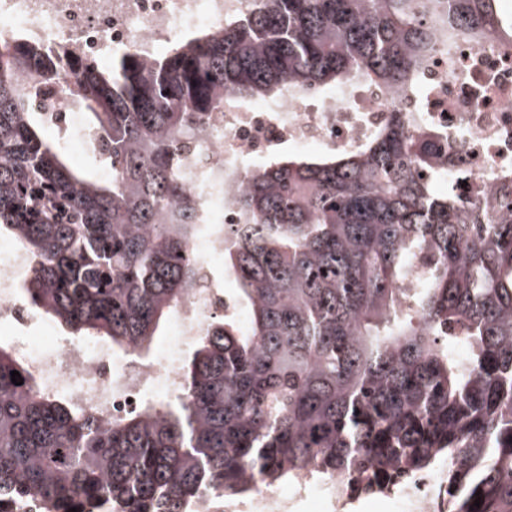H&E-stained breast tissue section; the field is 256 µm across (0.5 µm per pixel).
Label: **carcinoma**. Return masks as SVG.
<instances>
[{
    "label": "carcinoma",
    "instance_id": "obj_1",
    "mask_svg": "<svg viewBox=\"0 0 512 512\" xmlns=\"http://www.w3.org/2000/svg\"><path fill=\"white\" fill-rule=\"evenodd\" d=\"M499 2L246 0L215 32L109 67L0 36V237L28 254L21 298L76 341L148 348L193 291L205 230L178 146L225 96L416 95L436 52L512 45ZM49 86L86 117L89 170L47 128ZM446 138L395 110L354 148L251 166L224 228L247 325L213 321L167 400L102 425L0 344V512H179L301 474L384 487L442 457L448 512H512V172L492 175V204L439 192L461 163L441 162Z\"/></svg>",
    "mask_w": 512,
    "mask_h": 512
}]
</instances>
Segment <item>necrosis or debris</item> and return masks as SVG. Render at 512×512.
Returning a JSON list of instances; mask_svg holds the SVG:
<instances>
[{
	"instance_id": "1",
	"label": "necrosis or debris",
	"mask_w": 512,
	"mask_h": 512,
	"mask_svg": "<svg viewBox=\"0 0 512 512\" xmlns=\"http://www.w3.org/2000/svg\"><path fill=\"white\" fill-rule=\"evenodd\" d=\"M242 6V0H0V33L25 31L47 48L66 40L72 51L103 65L125 51L154 58L192 31L215 30ZM423 85V95L396 100L375 88L361 90L353 112L343 110L339 94L228 103L211 113L201 134L179 152L181 179L212 226L191 244L201 281L175 312L165 346L134 368L97 346L57 337L32 339L28 330L38 316L18 291L27 254L17 245L0 248V321L19 331L15 353L28 362L44 389L65 390L104 421L121 415L143 392L170 395L179 383L187 348L215 318L234 310L214 272L224 258V227L238 221L231 190L250 161L298 148L354 147L371 129L388 122L391 108L427 111L447 129L448 151H462L463 177L440 181L441 189L463 203L490 193L491 174L512 170V50L490 40L460 44L453 56L432 59ZM350 486V478L339 473L318 488L332 500L350 498ZM318 488L304 477L288 488L262 486L241 512H288L290 497H309ZM385 493L402 512H448V463L440 461L432 471Z\"/></svg>"
}]
</instances>
